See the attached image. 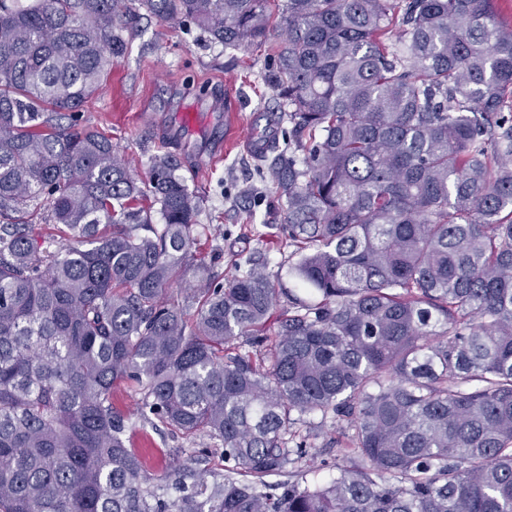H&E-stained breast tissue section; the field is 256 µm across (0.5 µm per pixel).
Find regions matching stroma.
<instances>
[{"mask_svg":"<svg viewBox=\"0 0 512 512\" xmlns=\"http://www.w3.org/2000/svg\"><path fill=\"white\" fill-rule=\"evenodd\" d=\"M128 50L114 59L99 90L79 113L77 124L105 134L144 178L152 154L168 151L181 162V175L201 200L202 257L211 248L236 255L213 266L220 281L237 267L263 256L281 287H296L292 261L277 247L260 249L258 239L277 232L273 216L281 210L268 174L273 155L258 157L251 141L274 131L284 143L287 118L263 73L266 48L227 49L211 43L194 25L163 23L142 16L126 32ZM130 444L158 472L197 444L176 446L151 427L134 423Z\"/></svg>","mask_w":512,"mask_h":512,"instance_id":"35a3bbf8","label":"stroma"}]
</instances>
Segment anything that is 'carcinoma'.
Masks as SVG:
<instances>
[{
	"label": "carcinoma",
	"instance_id": "obj_1",
	"mask_svg": "<svg viewBox=\"0 0 512 512\" xmlns=\"http://www.w3.org/2000/svg\"><path fill=\"white\" fill-rule=\"evenodd\" d=\"M134 1L226 49L274 44L279 231L306 294L257 264L213 282L177 157L153 155L140 183L71 123L125 54ZM496 2L0 0V512H512V18ZM40 200L56 244L26 231ZM185 268L199 287L176 290ZM121 384L143 424L208 439L224 470L190 454L150 472ZM316 413L340 422L323 483L295 430Z\"/></svg>",
	"mask_w": 512,
	"mask_h": 512
}]
</instances>
